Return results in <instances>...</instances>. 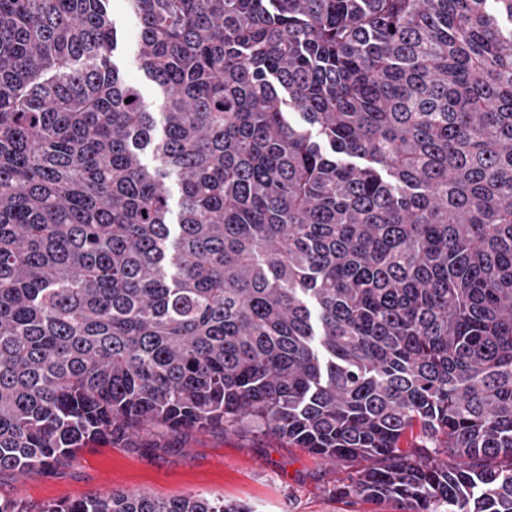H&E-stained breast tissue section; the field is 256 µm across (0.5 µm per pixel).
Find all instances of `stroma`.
I'll return each instance as SVG.
<instances>
[{
    "label": "stroma",
    "instance_id": "35a3bbf8",
    "mask_svg": "<svg viewBox=\"0 0 512 512\" xmlns=\"http://www.w3.org/2000/svg\"><path fill=\"white\" fill-rule=\"evenodd\" d=\"M110 11L123 31L117 62L146 101L156 90L136 62V24L121 0ZM343 465L275 437L220 429L156 437L151 448L93 443L45 471L0 472V498L28 505L72 502L111 492L158 499L203 495L250 512H404L401 504L340 496Z\"/></svg>",
    "mask_w": 512,
    "mask_h": 512
}]
</instances>
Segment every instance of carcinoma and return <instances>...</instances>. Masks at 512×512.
Instances as JSON below:
<instances>
[{
	"label": "carcinoma",
	"mask_w": 512,
	"mask_h": 512,
	"mask_svg": "<svg viewBox=\"0 0 512 512\" xmlns=\"http://www.w3.org/2000/svg\"><path fill=\"white\" fill-rule=\"evenodd\" d=\"M109 2L0 0V472L254 426L512 512V0H122L154 111ZM110 11L124 34L123 42L118 51L117 62L126 79L136 85L145 100L151 103L156 97V90L154 85L145 78L136 62V24L133 18L124 12L121 1H111Z\"/></svg>",
	"instance_id": "obj_1"
}]
</instances>
